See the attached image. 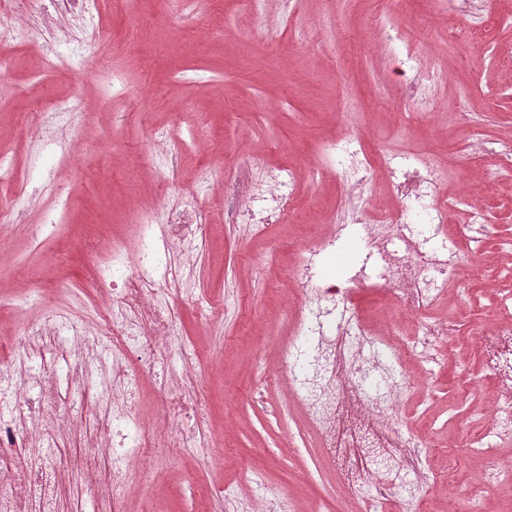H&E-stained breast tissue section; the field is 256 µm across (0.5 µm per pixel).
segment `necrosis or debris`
Masks as SVG:
<instances>
[{
  "instance_id": "obj_1",
  "label": "necrosis or debris",
  "mask_w": 512,
  "mask_h": 512,
  "mask_svg": "<svg viewBox=\"0 0 512 512\" xmlns=\"http://www.w3.org/2000/svg\"><path fill=\"white\" fill-rule=\"evenodd\" d=\"M102 0H8L10 20L0 19V82L12 67L11 49L35 36L39 23L52 15L76 13L92 22L91 38L104 40L108 29L101 17ZM320 153L347 188L348 207L332 222L327 235L299 249L288 268L290 279L307 315L295 325L281 349L288 366V388L325 453L337 461L351 486L368 485L374 492L362 496V512H386L392 488L403 470H412L405 505L413 507L416 486L429 480L430 461L419 451V441L406 438L396 413L408 383L396 378V366L423 361L448 343L447 323L427 312L446 292L462 258L486 265L493 257L485 244L494 227L485 208L469 206L461 235L448 231V213L455 201H442L439 170L427 159L394 153L369 155L363 147L331 142ZM252 172L244 182L225 176L233 190L232 219L283 223L297 209L294 173L269 168L264 158L249 155ZM388 178L398 199L386 212L370 210L363 191L377 178ZM188 192L182 204L140 214L129 241L92 243L87 249L96 265L95 307L98 321L93 337L78 340L63 353L68 361L72 394L61 399L49 362L60 354L51 338L60 330L56 310L42 321L22 323L7 342L15 359L0 363V399L14 403L17 416L0 423V512H59L54 495L63 472L57 438L93 412L83 394L92 377V357L100 350L112 353V419L98 427L87 444L90 459L104 465V484L112 492V512H126L137 488L122 467L111 444L113 431L130 417L131 388L153 377L157 366L173 354L181 336L184 293L173 271L154 275V234L162 232L186 265H193L199 247L209 238V216ZM354 226L363 245L361 266L348 278H330L323 259L335 253L347 226ZM388 300L399 318L414 317L411 329L399 319L382 334L370 329L362 315L353 323L337 324L334 337L324 338V325L336 322V310L363 292ZM479 354L491 364L512 371V323L504 321L476 333ZM198 365L166 376L159 391L157 419L144 423L132 438L141 464H149L155 449L182 448L183 421L207 407L197 380ZM484 433L468 442L473 453L488 454L512 437V387L498 389L490 416L482 418Z\"/></svg>"
}]
</instances>
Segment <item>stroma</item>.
<instances>
[{
	"instance_id": "1",
	"label": "stroma",
	"mask_w": 512,
	"mask_h": 512,
	"mask_svg": "<svg viewBox=\"0 0 512 512\" xmlns=\"http://www.w3.org/2000/svg\"><path fill=\"white\" fill-rule=\"evenodd\" d=\"M107 2L102 17L111 42L86 45L69 64L41 72L43 56L68 52L79 32L77 22L64 18L52 39H33L13 53L5 87L10 101L0 107V151L15 178L0 186V196L25 220L0 234V295L18 296L25 308L0 304V335L10 334L19 316L33 321L55 306L93 324L87 232L121 237L139 208L159 207L156 183L164 161L147 142L155 128L194 139L181 158L179 185L169 191L173 200L207 168L247 177L240 157L255 153L296 172L307 213L337 217L342 185L336 178L312 182L315 149L325 141L354 140L373 151L433 159L445 172L441 194L466 200L478 192L488 203L498 232L488 249L512 235V181L479 192L476 177L495 160L470 149L480 134L512 136V0H476L485 24L477 40L467 33L469 19L448 0H410L401 16L371 13L366 0H265L259 11L219 13L205 27L162 0ZM383 24L399 28L405 42L378 41L374 31ZM250 30L255 38L244 39ZM409 44L436 73L433 108L423 116L401 109L398 90L414 75ZM107 67L123 78L120 96L112 94ZM75 93L89 109L71 114L62 128V136L74 140V158L47 188L43 179L57 153L24 116ZM464 97L478 115L476 127L454 117ZM201 201L213 231L198 265L184 273L196 300L185 305L182 330L188 353L202 358L211 393L204 433L223 439L224 448L214 465L203 455L161 451L152 471L132 474L141 493L131 512H144L156 499L168 512H214L209 498L190 495L212 483L232 489L228 512H248L253 496L277 494L288 496L294 512H310L317 501L325 512H360L356 493L328 471L287 381H270L282 369L279 344L302 308L279 268L303 224L230 223L217 182ZM56 213L61 222L52 232L36 231L44 215ZM463 276L471 287L453 284L430 311L447 322L451 348L437 355L431 375L399 408L402 431L425 440L435 475L421 489L419 512H455L457 502L441 481L447 467L467 485L483 484L487 466L486 458L460 446L478 437L469 419L490 414L500 382L498 370L479 359L471 333L495 321L497 299L512 293V279L489 266ZM211 306L220 310L215 329L200 315ZM463 377L473 390L460 397L456 386ZM65 446L70 480L58 491L62 506L112 512L109 494L82 477L81 441Z\"/></svg>"
}]
</instances>
